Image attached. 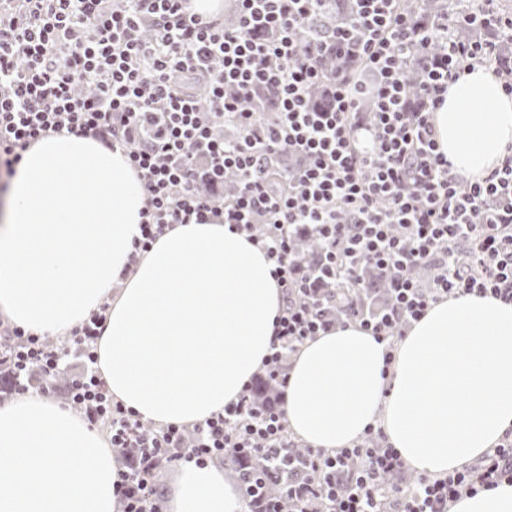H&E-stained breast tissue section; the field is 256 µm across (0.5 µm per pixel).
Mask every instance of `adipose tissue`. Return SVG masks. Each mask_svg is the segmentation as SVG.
Returning a JSON list of instances; mask_svg holds the SVG:
<instances>
[{"instance_id":"1","label":"adipose tissue","mask_w":512,"mask_h":512,"mask_svg":"<svg viewBox=\"0 0 512 512\" xmlns=\"http://www.w3.org/2000/svg\"><path fill=\"white\" fill-rule=\"evenodd\" d=\"M456 172L486 177L512 145V97L477 66L433 114ZM145 189L126 156L90 136L51 133L25 152L0 195V315L69 336L104 300L98 367L113 397L158 424L204 422L270 356L282 293L246 234L176 224L140 258ZM358 324L293 356L289 430L314 449L350 446L380 425L404 462L429 476L462 470L512 428V304L466 294L432 304L384 359ZM117 463L104 439L55 400L0 406V512H116ZM222 469L186 463L168 512H242ZM451 512H512V481L466 494Z\"/></svg>"}]
</instances>
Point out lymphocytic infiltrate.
Segmentation results:
<instances>
[{
	"mask_svg": "<svg viewBox=\"0 0 512 512\" xmlns=\"http://www.w3.org/2000/svg\"><path fill=\"white\" fill-rule=\"evenodd\" d=\"M238 2L228 28L189 12L188 0H0V175L14 176L23 152L46 133L90 134L122 149L144 183L135 249L147 251L170 225L212 218L257 241L284 294L273 352L257 376L283 387V360L335 326L312 275L293 260L300 227L322 241L327 276L345 279L369 263L387 277L384 312L349 316L387 350L440 300L476 293L512 302V154L486 179H466L440 152L432 124L449 84L491 62L493 47L458 42L444 26L420 30L401 0H356L330 40L303 46L300 33L327 0ZM430 45L432 66L412 107L399 63ZM318 83L334 98L322 112L306 98ZM85 85L95 93H82ZM263 96L279 108L276 124L262 119ZM285 150L308 162L278 188L267 169ZM230 171L234 194L198 195V180L215 183ZM420 265L436 270L429 287L411 275ZM109 310L101 303L60 345L0 325V366L24 394L36 388L32 375L50 389L78 357L71 406L105 426L111 447L138 451L118 472L121 512H162L160 463L202 466L228 454L261 457L293 512H449L461 495L512 480L511 431L477 466L421 475L406 488L387 484L404 462L375 427L347 448L295 453L281 403L254 404L248 386L203 423L145 432L97 366ZM309 471L319 483L307 481Z\"/></svg>",
	"mask_w": 512,
	"mask_h": 512,
	"instance_id": "1",
	"label": "lymphocytic infiltrate"
}]
</instances>
